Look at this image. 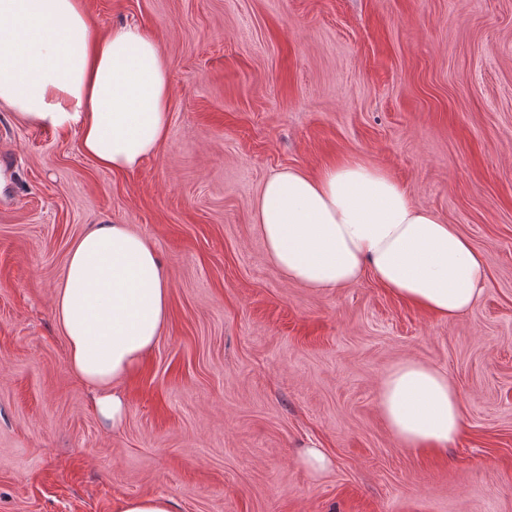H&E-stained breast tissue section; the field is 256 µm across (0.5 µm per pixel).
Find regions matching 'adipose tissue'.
I'll list each match as a JSON object with an SVG mask.
<instances>
[{
	"mask_svg": "<svg viewBox=\"0 0 512 512\" xmlns=\"http://www.w3.org/2000/svg\"><path fill=\"white\" fill-rule=\"evenodd\" d=\"M168 64L136 26L100 31L83 0H0V104L29 126L73 133L100 168L129 173L170 131ZM272 264L314 290L371 276L392 295L456 319L481 301L484 255L454 225L416 205L382 166L362 158L318 174L274 171L254 203ZM170 287L153 244L125 224H98L72 246L54 302L75 375L96 389L101 419L119 426L117 386L154 348ZM380 409L400 445L439 449L462 428V397L416 360L384 377Z\"/></svg>",
	"mask_w": 512,
	"mask_h": 512,
	"instance_id": "adipose-tissue-1",
	"label": "adipose tissue"
}]
</instances>
